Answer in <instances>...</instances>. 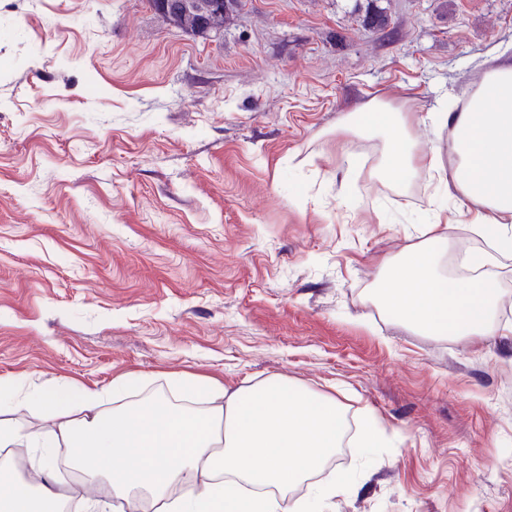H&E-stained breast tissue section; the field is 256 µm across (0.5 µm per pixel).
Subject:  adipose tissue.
I'll return each instance as SVG.
<instances>
[{"mask_svg": "<svg viewBox=\"0 0 512 512\" xmlns=\"http://www.w3.org/2000/svg\"><path fill=\"white\" fill-rule=\"evenodd\" d=\"M453 174H445L441 149L418 151L413 118L402 108L373 100L344 114L336 131L384 141L376 171L396 183L428 173L453 183L454 197L476 231L512 228V61L485 67L459 111L449 112ZM443 207L431 210V236L408 246L384 264L378 291L401 320L432 336H474L489 332L500 293L488 274L489 254L472 253L478 268L465 281L440 277L437 244L446 239ZM184 390L205 397L197 414L166 399L105 412L106 399L138 389L126 378L111 391L76 388L61 381L20 394L0 384V449H75L90 474L112 480L113 491L139 490L163 512H322L326 500L342 494L341 484L320 485L305 498L290 500L296 485L320 470L341 443L346 417L335 400L321 398L287 379L268 380L227 391L223 386L182 380ZM43 408L50 427L27 433L7 419L18 399ZM211 478L197 483V472ZM58 494L50 484L32 487L12 480L0 491V512H53Z\"/></svg>", "mask_w": 512, "mask_h": 512, "instance_id": "ef3b65f1", "label": "adipose tissue"}]
</instances>
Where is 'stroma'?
<instances>
[{
  "mask_svg": "<svg viewBox=\"0 0 512 512\" xmlns=\"http://www.w3.org/2000/svg\"><path fill=\"white\" fill-rule=\"evenodd\" d=\"M492 53L512 0H242L205 38L148 0H0V382L285 377L385 440L350 433L323 512H512V252L489 334L396 319L381 267L438 183L395 188L381 139L336 133L463 97Z\"/></svg>",
  "mask_w": 512,
  "mask_h": 512,
  "instance_id": "1",
  "label": "stroma"
}]
</instances>
